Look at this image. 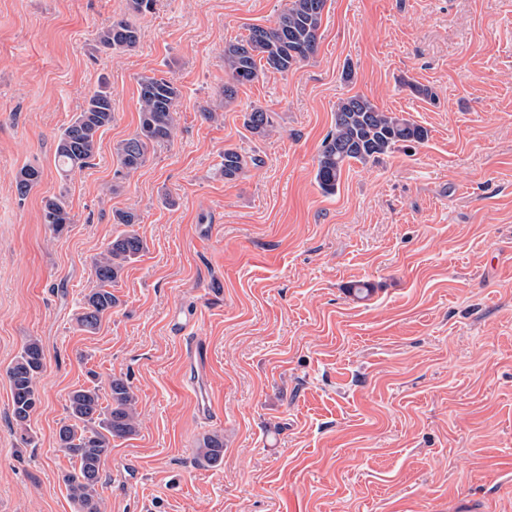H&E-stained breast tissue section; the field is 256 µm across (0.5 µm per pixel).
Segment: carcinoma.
Masks as SVG:
<instances>
[{
    "label": "carcinoma",
    "instance_id": "1",
    "mask_svg": "<svg viewBox=\"0 0 512 512\" xmlns=\"http://www.w3.org/2000/svg\"><path fill=\"white\" fill-rule=\"evenodd\" d=\"M155 0H127L126 13L112 19L97 31V41L106 51H131L139 43L140 30L133 18L153 9ZM327 0H287L275 25L255 26L241 38L224 45V99L232 101L238 89L258 80L264 71L284 74L318 51L323 12ZM181 92L163 76L144 75L138 80L139 125L137 130L115 147L119 169L115 172L112 192L122 188L123 180L146 163L157 147L173 141L177 126V106ZM112 123V92L104 84L85 98L84 104L56 138L55 154L62 177L91 165L98 151L99 134ZM244 127L253 135L264 137L275 128L273 113L258 106L244 112ZM428 130L394 113L382 112L369 99L355 95L340 100L334 112V126L323 140L317 160L316 181L326 194L336 192L346 166L366 164L397 147L421 144ZM261 162L235 148L224 149L222 172L232 181L244 174L248 165ZM36 167H25L16 177V191L26 196L41 181ZM42 219L60 234L72 223L62 194L43 198ZM112 221L121 230L112 235L105 249L92 259L96 286L84 298L75 316L79 330L93 333L104 317L112 313L118 298L112 287L126 267L147 248L135 226L139 215L133 210H116ZM44 350L39 340L30 339L6 370L12 394V418L24 428L41 404L36 379L44 367ZM137 397L128 382L114 378L103 396L99 386L83 387L69 395L67 422L57 432L58 448L74 467L62 474L76 512H103L99 492L102 467L112 450V441L137 433ZM224 455V436L205 435L196 448L197 462L203 466L219 465Z\"/></svg>",
    "mask_w": 512,
    "mask_h": 512
}]
</instances>
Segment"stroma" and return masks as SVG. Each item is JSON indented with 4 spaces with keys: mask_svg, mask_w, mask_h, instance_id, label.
I'll return each instance as SVG.
<instances>
[{
    "mask_svg": "<svg viewBox=\"0 0 512 512\" xmlns=\"http://www.w3.org/2000/svg\"><path fill=\"white\" fill-rule=\"evenodd\" d=\"M285 4L155 0L138 46L109 54L96 33L126 0H0V512H75L57 430L71 391L115 377L140 425L103 466L106 512H512V0H327L313 60L225 101V43ZM151 72L181 90L176 135L115 194ZM103 81L112 122L61 180L56 137ZM354 95L429 137L352 164L328 195L317 156ZM250 106L274 113L267 136L244 127ZM229 147L259 165L225 180ZM27 165L42 178L22 198ZM59 192L58 236L42 200ZM119 209L147 250L88 334L74 316ZM31 338L45 368L22 430L6 370ZM213 432L224 459L197 465ZM42 203V219L44 224H49L54 233H62L68 224L72 223L64 195L60 193L59 195L45 197Z\"/></svg>",
    "mask_w": 512,
    "mask_h": 512,
    "instance_id": "35a3bbf8",
    "label": "stroma"
}]
</instances>
